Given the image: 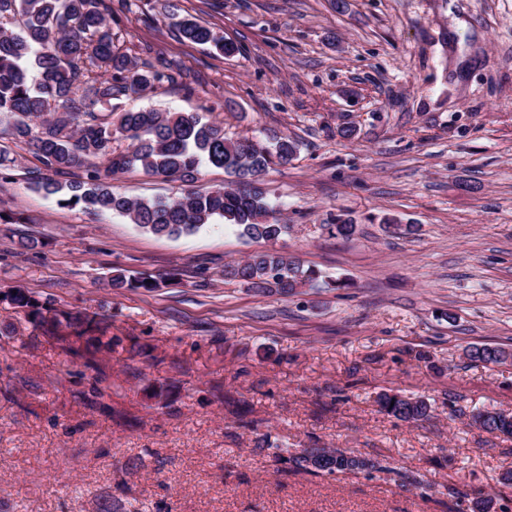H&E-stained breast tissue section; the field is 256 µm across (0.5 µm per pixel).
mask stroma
Segmentation results:
<instances>
[{
	"instance_id": "stroma-1",
	"label": "stroma",
	"mask_w": 512,
	"mask_h": 512,
	"mask_svg": "<svg viewBox=\"0 0 512 512\" xmlns=\"http://www.w3.org/2000/svg\"><path fill=\"white\" fill-rule=\"evenodd\" d=\"M138 62L171 71L126 107L198 112L227 135L300 143L267 188L289 226L277 250L320 274L284 297L225 282L264 250L221 223L157 237L117 213L63 208L35 189L27 146L0 168V292L103 315L106 353L0 308V512H444L490 497L512 512V438L472 421L512 412V0H105ZM190 18L235 45L179 39ZM355 136H339L343 124ZM137 198L184 185L131 169ZM358 224L331 237L336 219ZM416 225L386 231L384 219ZM35 239L24 249L20 239ZM122 268L175 281L113 291ZM421 396L428 419L381 412ZM304 448L381 471H290ZM421 475L426 495L402 485ZM391 402H394V405H391ZM378 404L381 411L399 421L418 422L429 416V406L422 398L382 393L379 396Z\"/></svg>"
}]
</instances>
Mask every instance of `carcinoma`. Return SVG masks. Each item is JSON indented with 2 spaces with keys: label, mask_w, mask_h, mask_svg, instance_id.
<instances>
[{
  "label": "carcinoma",
  "mask_w": 512,
  "mask_h": 512,
  "mask_svg": "<svg viewBox=\"0 0 512 512\" xmlns=\"http://www.w3.org/2000/svg\"><path fill=\"white\" fill-rule=\"evenodd\" d=\"M185 41L210 45L222 54L237 50L210 27L185 19L177 24ZM112 11L99 0H0V126L16 144L32 148L44 168L63 180L39 179L38 189L62 206L89 212L116 211L156 236L178 237L203 225L222 221L249 239L276 242L288 225L264 187L270 165L289 163L299 143L274 137L270 145L226 137L224 128L198 112H158L122 109L112 100L139 95L163 79L149 66L139 65L117 44ZM130 141L121 152L112 150L115 135ZM208 167L224 170L232 180L206 193L186 190L162 200L130 198L112 189V176L131 168L188 183ZM358 225L348 221L325 224L331 236L350 237ZM319 279V273L295 257L277 251L256 252L224 265V281L238 282L258 294L288 296ZM161 280L115 268L110 288L150 292ZM0 303L26 306V317L52 337L60 332L86 336L108 352L118 343L111 324L96 314L56 310L50 316L33 295L18 288L3 293ZM470 356L485 363L507 357L503 350L476 348ZM381 411L404 422L423 421L429 406L422 398L383 393ZM479 427L512 438V414L479 411L472 415ZM295 470L315 475L381 471L376 458L343 450L312 448L292 456Z\"/></svg>",
  "instance_id": "carcinoma-1"
}]
</instances>
